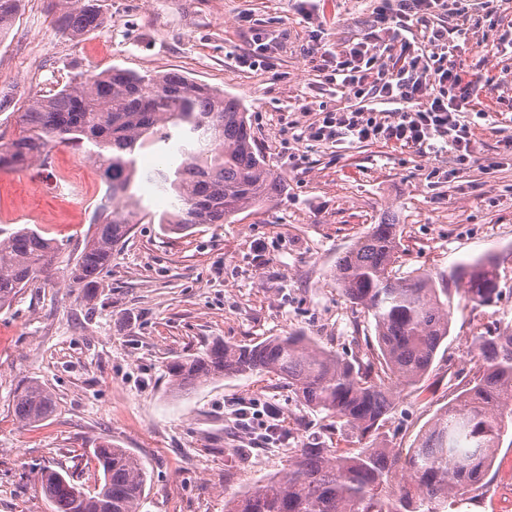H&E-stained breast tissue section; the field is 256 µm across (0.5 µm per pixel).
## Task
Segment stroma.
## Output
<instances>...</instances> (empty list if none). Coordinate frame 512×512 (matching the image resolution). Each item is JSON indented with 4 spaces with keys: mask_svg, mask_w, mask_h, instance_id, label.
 Wrapping results in <instances>:
<instances>
[{
    "mask_svg": "<svg viewBox=\"0 0 512 512\" xmlns=\"http://www.w3.org/2000/svg\"><path fill=\"white\" fill-rule=\"evenodd\" d=\"M98 31L61 36L46 0H22L0 39V143L12 139L31 96L76 74L112 67L140 74L179 71L238 98L253 133L286 188L277 203L233 224L166 233L151 216L169 209L156 185L172 150L137 155L132 191L139 224L85 297L69 269L81 251L102 182L70 193L60 172L92 168L59 146L45 161L0 171V219L53 239L46 279L0 310V512H52L40 491L51 468L80 474L90 452L110 441L147 472L139 512H224V495L282 473L289 449L323 435L324 414L263 375L223 378L173 391L168 366L217 341L250 344L299 332L351 358L365 352L353 334L374 321L336 283V259L370 225L402 227L400 276H448L459 264L494 255L499 295L489 306L454 301L450 333L431 368L433 391L401 392L386 426L392 447L410 448L473 367L476 337L512 325V0H457L421 17L408 38L428 45L448 31L447 67L474 82L460 120L471 130L466 160L442 140L418 150L352 138L314 142L328 112L394 114L410 103L336 90L326 62L377 32V0H98ZM468 34L459 37L457 24ZM40 32L34 43L27 32ZM330 51L322 61L321 51ZM42 383L55 408L32 427L14 417L13 397ZM272 403L280 439L238 419L242 406ZM512 476V433L504 436L479 499L461 512H512L500 488Z\"/></svg>",
    "mask_w": 512,
    "mask_h": 512,
    "instance_id": "1",
    "label": "stroma"
}]
</instances>
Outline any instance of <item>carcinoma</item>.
Instances as JSON below:
<instances>
[{
  "instance_id": "cac0c4a2",
  "label": "carcinoma",
  "mask_w": 512,
  "mask_h": 512,
  "mask_svg": "<svg viewBox=\"0 0 512 512\" xmlns=\"http://www.w3.org/2000/svg\"><path fill=\"white\" fill-rule=\"evenodd\" d=\"M22 0H0V37ZM56 27L69 38L99 29L97 0H50ZM20 129L0 145V170L15 171L58 145L81 149L98 166L105 198L133 196L137 152L183 139L179 158L157 171L159 189L177 200L164 212L165 231L198 224H233L237 216L276 201L285 183L266 160L247 109L223 91L176 72L141 75L113 67L79 73L52 94L34 95ZM131 229L130 215L102 206L71 268L75 287L90 297L100 274ZM401 225L374 224L336 262V282L349 302L372 316L376 344L365 340L366 360H349L299 333L238 345L216 342L169 366L177 391L215 379L263 374L288 386L310 410L336 419L344 448L308 442L288 451V468L253 490L224 497V512H456L477 499L484 477L512 429V327L478 337L479 359L460 393L417 435L408 451L387 446L391 383L411 389L427 378L448 339L451 299L476 306L498 296V261L487 256L458 267L452 286L427 276H396ZM53 242L28 227L0 240V309L49 271ZM54 399L32 382L14 396L24 426L44 420ZM369 439L371 444L362 445ZM93 489L74 475L43 470L40 489L54 512H139L146 469L126 448L103 443L93 451Z\"/></svg>"
}]
</instances>
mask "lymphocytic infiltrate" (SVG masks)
I'll list each match as a JSON object with an SVG mask.
<instances>
[{"label": "lymphocytic infiltrate", "instance_id": "lymphocytic-infiltrate-1", "mask_svg": "<svg viewBox=\"0 0 512 512\" xmlns=\"http://www.w3.org/2000/svg\"><path fill=\"white\" fill-rule=\"evenodd\" d=\"M447 7L448 0H397L396 21L388 29L392 40L401 47L395 62L380 68L373 66L377 40L372 37L353 46L347 58L327 76L337 87L357 93L368 88L386 98L414 103V110L395 113L390 119L372 112H329L320 125L312 127L311 140L353 137L361 142L384 141L422 148L439 138L458 154L467 153L471 134L458 116L469 102L471 82L451 68L428 70L406 36L414 20Z\"/></svg>", "mask_w": 512, "mask_h": 512}]
</instances>
